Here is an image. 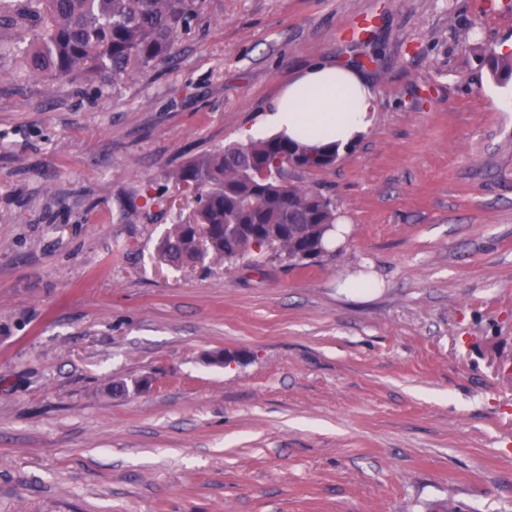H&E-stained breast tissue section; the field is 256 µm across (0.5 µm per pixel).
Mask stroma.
I'll list each match as a JSON object with an SVG mask.
<instances>
[{
  "label": "stroma",
  "mask_w": 512,
  "mask_h": 512,
  "mask_svg": "<svg viewBox=\"0 0 512 512\" xmlns=\"http://www.w3.org/2000/svg\"><path fill=\"white\" fill-rule=\"evenodd\" d=\"M0 40V512H512V0H203L100 94ZM315 62L376 93L330 256L164 262L168 172ZM488 63L494 80L500 85L512 82V51L506 54L495 49L488 51Z\"/></svg>",
  "instance_id": "obj_1"
}]
</instances>
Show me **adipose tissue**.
<instances>
[{"label":"adipose tissue","mask_w":512,"mask_h":512,"mask_svg":"<svg viewBox=\"0 0 512 512\" xmlns=\"http://www.w3.org/2000/svg\"><path fill=\"white\" fill-rule=\"evenodd\" d=\"M375 100L373 88L356 71L315 64L289 82L264 120L245 135L281 134L311 148H342L368 131Z\"/></svg>","instance_id":"ef3b65f1"}]
</instances>
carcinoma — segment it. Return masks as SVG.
Instances as JSON below:
<instances>
[{
  "instance_id": "obj_1",
  "label": "carcinoma",
  "mask_w": 512,
  "mask_h": 512,
  "mask_svg": "<svg viewBox=\"0 0 512 512\" xmlns=\"http://www.w3.org/2000/svg\"><path fill=\"white\" fill-rule=\"evenodd\" d=\"M199 0H0V22L24 26L29 44L20 65L33 79L60 81L75 74L96 91L116 88L168 60ZM494 80L512 82V51H488ZM334 146L314 150L270 136L188 160L172 178L191 187L202 229L173 225L160 257L174 265L233 261L269 252L303 269L328 255L336 231V198L318 182L301 184L336 166Z\"/></svg>"
}]
</instances>
